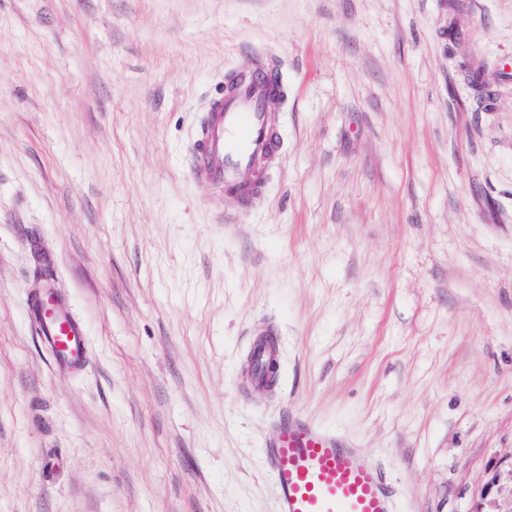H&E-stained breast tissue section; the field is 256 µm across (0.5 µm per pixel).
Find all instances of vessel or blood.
Listing matches in <instances>:
<instances>
[{"label":"vessel or blood","mask_w":512,"mask_h":512,"mask_svg":"<svg viewBox=\"0 0 512 512\" xmlns=\"http://www.w3.org/2000/svg\"><path fill=\"white\" fill-rule=\"evenodd\" d=\"M287 101L288 82L264 50L226 73L223 93L208 98L189 147L188 175L223 194L217 212L224 223H234L266 196L284 156L280 116ZM27 307L58 369H82L85 328L69 302L47 288L32 294ZM278 336L270 324L257 331L249 352L252 382H267ZM262 465L275 488L278 512H397V489L383 463L305 415L291 414L279 423L265 444Z\"/></svg>","instance_id":"b4317fda"}]
</instances>
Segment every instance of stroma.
I'll list each match as a JSON object with an SVG mask.
<instances>
[{
  "label": "stroma",
  "instance_id": "1",
  "mask_svg": "<svg viewBox=\"0 0 512 512\" xmlns=\"http://www.w3.org/2000/svg\"><path fill=\"white\" fill-rule=\"evenodd\" d=\"M261 45L285 157L219 224L188 148ZM265 322L273 391L242 385ZM286 410L403 512H512V0H0V512H276ZM52 289L30 295L28 312L41 345L52 354L58 369L70 373L86 364L85 328L69 302Z\"/></svg>",
  "mask_w": 512,
  "mask_h": 512
}]
</instances>
